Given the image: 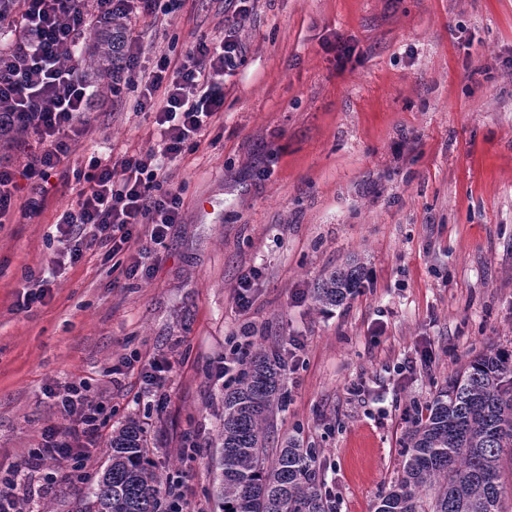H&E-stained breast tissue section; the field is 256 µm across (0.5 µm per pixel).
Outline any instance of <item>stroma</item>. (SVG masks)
Wrapping results in <instances>:
<instances>
[{"mask_svg": "<svg viewBox=\"0 0 512 512\" xmlns=\"http://www.w3.org/2000/svg\"><path fill=\"white\" fill-rule=\"evenodd\" d=\"M249 8L222 118L168 168L182 217L149 276L125 279L94 246L28 303L80 185L51 177L40 215L0 223V467H27L44 430L63 425L46 387L85 382L107 414L82 479L40 495L34 512H75L111 428L131 416L159 474L181 477L198 512H219L216 371L243 341L288 356L276 441L318 449L338 512H375L399 471L405 408L478 352L512 349V0ZM232 11L184 0L148 18L145 65L181 58ZM91 110L71 169L154 145L137 93ZM351 262L367 287L317 307L316 280ZM153 359L167 363L161 407L141 375Z\"/></svg>", "mask_w": 512, "mask_h": 512, "instance_id": "stroma-1", "label": "stroma"}]
</instances>
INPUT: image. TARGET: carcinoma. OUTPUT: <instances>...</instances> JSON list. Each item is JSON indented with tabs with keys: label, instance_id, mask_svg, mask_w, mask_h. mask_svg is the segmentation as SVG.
Here are the masks:
<instances>
[{
	"label": "carcinoma",
	"instance_id": "obj_1",
	"mask_svg": "<svg viewBox=\"0 0 512 512\" xmlns=\"http://www.w3.org/2000/svg\"><path fill=\"white\" fill-rule=\"evenodd\" d=\"M122 23L93 33L82 76L101 96L118 72L114 41ZM367 272L349 263L314 283L313 301L335 307L355 296ZM287 363L277 350H258L241 369L237 386L224 391L218 432L220 475L214 491L220 512H335L319 478L317 455L295 438L270 454L268 434L281 406ZM107 464L76 512H157L160 476L148 441L130 418L112 430ZM512 452V351L472 358L412 421L404 435L397 479L375 512H506L512 484L503 456Z\"/></svg>",
	"mask_w": 512,
	"mask_h": 512
}]
</instances>
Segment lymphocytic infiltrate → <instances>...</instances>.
I'll return each mask as SVG.
<instances>
[{
	"mask_svg": "<svg viewBox=\"0 0 512 512\" xmlns=\"http://www.w3.org/2000/svg\"><path fill=\"white\" fill-rule=\"evenodd\" d=\"M182 0H96L100 18L119 15L129 21L169 13ZM247 0H236L220 35L200 34L192 49L179 60L163 54L152 68L141 65L144 48L134 30L120 38V67L124 86L140 89L141 110L155 114L157 142L144 152L122 153L101 161L92 158L72 208L57 225L62 257L77 262L81 244L77 227L87 228L90 244L116 256L131 240L130 227L143 224L148 240L141 244L122 272L128 278L149 275L148 260L164 245L173 224L181 220L178 191L164 188V171L195 149L205 131L224 110V76L242 58L237 32L249 17ZM0 19L13 34L0 44V136L20 127L29 130L34 145L23 168L0 162V218L11 209L21 217L39 215L45 206V183L51 176H66L71 143L92 120L91 94L74 63L64 55L88 28L82 0H0ZM67 423L42 435L33 452L29 473L0 471V512H20L23 500L34 493V473L45 463L71 461L83 469L89 448L107 417L86 383H72L57 391L47 389Z\"/></svg>",
	"mask_w": 512,
	"mask_h": 512,
	"instance_id": "1",
	"label": "lymphocytic infiltrate"
}]
</instances>
